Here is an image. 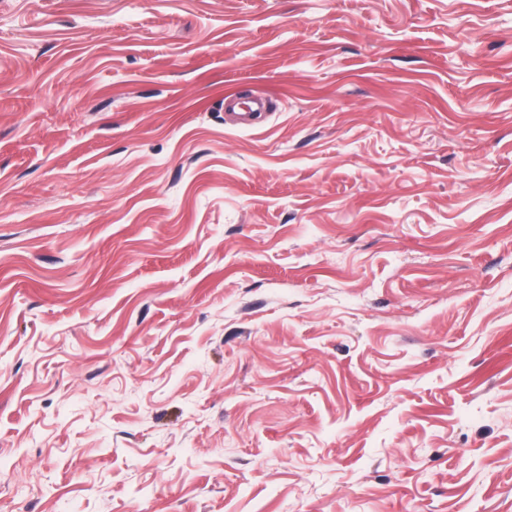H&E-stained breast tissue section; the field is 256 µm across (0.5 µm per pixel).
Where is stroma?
<instances>
[{"instance_id": "35a3bbf8", "label": "stroma", "mask_w": 512, "mask_h": 512, "mask_svg": "<svg viewBox=\"0 0 512 512\" xmlns=\"http://www.w3.org/2000/svg\"><path fill=\"white\" fill-rule=\"evenodd\" d=\"M0 512H512V0H0Z\"/></svg>"}]
</instances>
